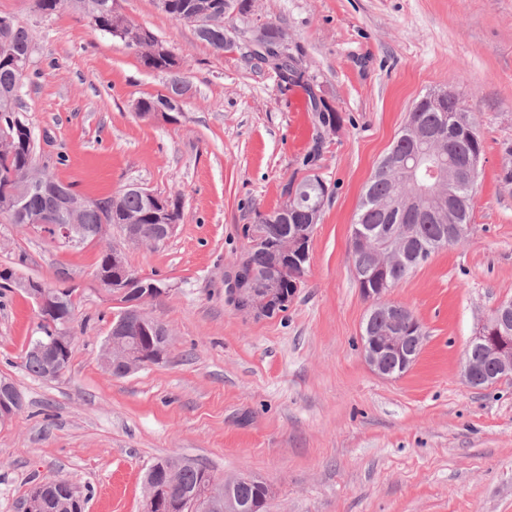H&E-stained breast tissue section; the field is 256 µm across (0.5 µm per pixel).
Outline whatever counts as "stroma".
Masks as SVG:
<instances>
[{
	"label": "stroma",
	"instance_id": "35a3bbf8",
	"mask_svg": "<svg viewBox=\"0 0 512 512\" xmlns=\"http://www.w3.org/2000/svg\"><path fill=\"white\" fill-rule=\"evenodd\" d=\"M115 7L181 58L191 90L175 120L136 116L137 100L166 93L168 74L82 14L44 17L33 0H0L32 41L19 103L38 167L92 198L135 184L180 210L156 246L126 244L110 225L70 248L0 221V268L77 288L70 366L48 381L21 365L35 303L0 286V377L24 396L0 428V512H23L31 488L54 476L80 488L84 512H141L145 472L160 457L259 477L269 512H512V383L463 380L471 336L512 300V185L500 179L512 143V0H253L249 26L280 24L300 60L302 78L288 85L248 62L244 45L214 52L154 0ZM439 88L475 114L483 140L471 230L389 292L424 340L411 368L387 378L362 354L371 305L352 224L409 108ZM313 92L340 116L334 131L319 126ZM312 173L331 194L287 311L236 309L225 276L244 227ZM108 246L171 287L146 306L170 333L166 359L121 378L100 362L118 310L94 278Z\"/></svg>",
	"mask_w": 512,
	"mask_h": 512
}]
</instances>
